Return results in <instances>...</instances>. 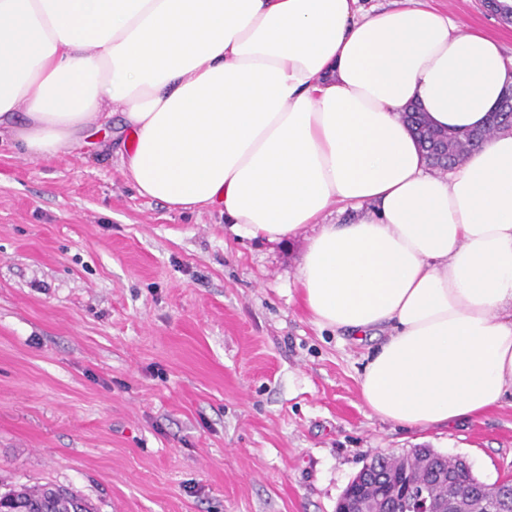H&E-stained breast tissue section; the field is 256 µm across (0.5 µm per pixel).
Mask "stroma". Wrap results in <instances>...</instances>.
Returning <instances> with one entry per match:
<instances>
[{
	"instance_id": "stroma-1",
	"label": "stroma",
	"mask_w": 512,
	"mask_h": 512,
	"mask_svg": "<svg viewBox=\"0 0 512 512\" xmlns=\"http://www.w3.org/2000/svg\"><path fill=\"white\" fill-rule=\"evenodd\" d=\"M496 37L485 0H420ZM33 161L0 139V485L96 512H335L376 453L431 448L512 477V403L431 429L366 408L368 344L315 326L303 239L230 234L140 196L118 154Z\"/></svg>"
}]
</instances>
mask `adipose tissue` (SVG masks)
<instances>
[{"mask_svg":"<svg viewBox=\"0 0 512 512\" xmlns=\"http://www.w3.org/2000/svg\"><path fill=\"white\" fill-rule=\"evenodd\" d=\"M509 89L498 40L415 0H0V134L52 161L121 113L140 196L304 237L313 323L374 340L361 399L407 429L512 397V129L437 175L401 114L478 129Z\"/></svg>","mask_w":512,"mask_h":512,"instance_id":"obj_1","label":"adipose tissue"}]
</instances>
